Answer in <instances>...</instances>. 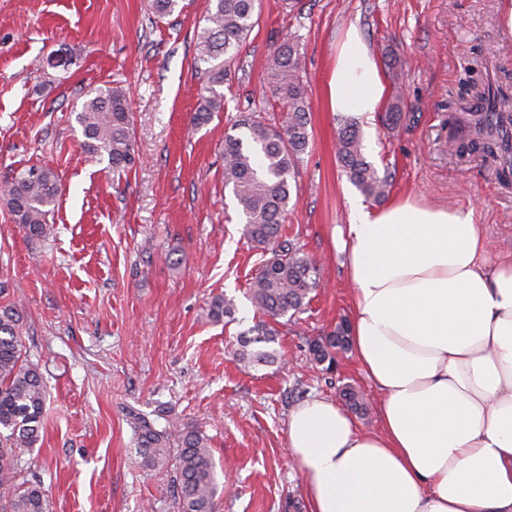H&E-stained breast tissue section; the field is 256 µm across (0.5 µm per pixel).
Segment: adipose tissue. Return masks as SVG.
I'll return each mask as SVG.
<instances>
[{
	"mask_svg": "<svg viewBox=\"0 0 512 512\" xmlns=\"http://www.w3.org/2000/svg\"><path fill=\"white\" fill-rule=\"evenodd\" d=\"M388 94L357 26L336 49L330 109L372 123ZM350 345L381 428L311 398L288 420L308 512H512V259L488 263L471 212L406 197L353 204Z\"/></svg>",
	"mask_w": 512,
	"mask_h": 512,
	"instance_id": "obj_1",
	"label": "adipose tissue"
}]
</instances>
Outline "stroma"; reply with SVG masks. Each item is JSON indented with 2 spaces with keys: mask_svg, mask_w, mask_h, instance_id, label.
Instances as JSON below:
<instances>
[{
  "mask_svg": "<svg viewBox=\"0 0 512 512\" xmlns=\"http://www.w3.org/2000/svg\"><path fill=\"white\" fill-rule=\"evenodd\" d=\"M157 17L153 0H0V183L41 164L61 195L51 231L27 237L0 200V303L22 316L25 355L47 388L41 439L25 458L38 467L48 512H177L172 466L142 464L128 410L164 409L209 439L219 512H307L288 455V417L320 396L344 404V386L364 395L355 414L378 430L379 394L353 352L337 371L313 363L311 341L350 319L352 287L337 228L350 221L357 189L336 156L338 119L326 102L336 45L357 24L396 78L407 119L398 131L360 128L366 157L391 175L389 194L471 212L487 260L512 253V178L483 154L460 155L461 109L489 83L512 97V40L502 0H262L259 23L224 77V109L196 128L202 75L195 35L206 0H181ZM300 43L310 144L291 187L283 230L321 262V285L303 314L276 326V359H235L237 336L259 315L249 282L264 258L243 234L224 185V136L241 115L262 114L263 73L286 35ZM68 57L67 67L49 58ZM126 89L133 114L134 169L121 178L89 160L73 112L104 86ZM233 299L235 319L216 322L212 297Z\"/></svg>",
  "mask_w": 512,
  "mask_h": 512,
  "instance_id": "stroma-1",
  "label": "stroma"
}]
</instances>
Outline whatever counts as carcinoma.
I'll use <instances>...</instances> for the list:
<instances>
[{
    "mask_svg": "<svg viewBox=\"0 0 512 512\" xmlns=\"http://www.w3.org/2000/svg\"><path fill=\"white\" fill-rule=\"evenodd\" d=\"M261 0H207L204 24L197 34L196 60L206 65L205 85L199 90L198 107L192 117L195 127L209 123L224 108V71L238 56L242 43L260 17ZM300 53L290 35L273 50L265 66L264 84L286 112L277 125L253 115H244L236 127L245 137H224V185L231 187L245 219L244 233L271 253L252 279L250 299L254 307L273 321L303 312L310 294L320 285L317 261L301 248L281 240L282 224L291 199L290 180L309 147V100L299 77ZM506 101L490 86L476 89L463 108L469 118L459 139L462 153L480 152L502 160L501 173H512V127L504 114ZM406 114L395 97L384 125L400 127ZM87 157L106 164L114 173L131 170L135 164L132 113L126 91L106 86L88 95L75 114ZM337 157L349 181L368 199L379 202L389 192L390 177L380 174L363 152L357 121L342 117ZM15 223L33 237H44L49 216L60 197L55 173L43 166L23 169L0 187ZM210 315L233 319L232 300L216 296ZM274 330L262 321L238 337V359L245 365L266 363L275 355L258 348L273 341ZM23 325L17 306L0 305V512H47L45 494L38 483L18 484L21 470L33 461L21 455L39 442L43 429L46 385L38 368L23 352ZM349 350V323L343 319L333 331L311 344L312 361L331 372L336 356ZM128 422L138 440L145 466L165 465L171 448L175 456V496L178 512H218L219 483L208 439L199 430L165 420L159 425L151 414L131 409Z\"/></svg>",
    "mask_w": 512,
    "mask_h": 512,
    "instance_id": "carcinoma-1",
    "label": "carcinoma"
}]
</instances>
